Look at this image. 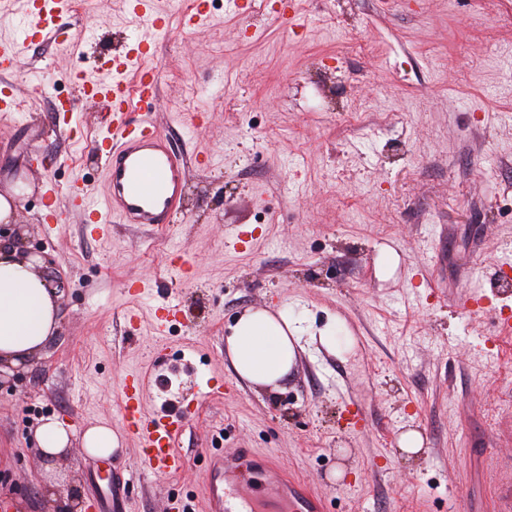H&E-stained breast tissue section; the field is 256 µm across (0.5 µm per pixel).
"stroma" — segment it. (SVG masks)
<instances>
[{"mask_svg":"<svg viewBox=\"0 0 512 512\" xmlns=\"http://www.w3.org/2000/svg\"><path fill=\"white\" fill-rule=\"evenodd\" d=\"M183 2L155 0L169 29L146 111L186 170L164 230L116 216L92 235L69 202L78 182L107 204L91 143L108 108L87 103L74 74L96 77L100 55L132 38L128 0H70L68 22L91 40L36 42L0 74L19 103L0 112V195L24 187L0 232L19 231L23 256L64 283L55 336L0 385V504L45 512L47 479L86 500L118 475L131 512H166L171 496L199 505L210 453L249 448L273 461L256 488L305 482L330 512H512V356L492 346L491 316L458 303L479 288L512 305L492 278L512 258V0H298L299 39L261 0L245 15L213 0L187 33ZM196 112L202 125L186 130ZM233 225L249 246L227 247ZM386 247L398 264L385 274ZM176 249L190 279L168 265ZM133 280L150 287L144 310L180 302L164 335L148 318L129 332ZM284 308L305 350L272 392L236 377L226 338L245 311ZM331 317L355 339L348 355L310 337ZM131 369L151 375L155 414L190 402L177 476L145 471L122 425ZM208 379L220 396L195 400ZM353 402L368 419L359 432ZM51 416L76 433L49 465L35 431ZM103 421L120 440L106 460L81 437ZM410 429L424 440L412 455L398 445Z\"/></svg>","mask_w":512,"mask_h":512,"instance_id":"stroma-1","label":"stroma"}]
</instances>
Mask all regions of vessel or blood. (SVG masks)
Segmentation results:
<instances>
[{
    "instance_id": "1",
    "label": "vessel or blood",
    "mask_w": 512,
    "mask_h": 512,
    "mask_svg": "<svg viewBox=\"0 0 512 512\" xmlns=\"http://www.w3.org/2000/svg\"><path fill=\"white\" fill-rule=\"evenodd\" d=\"M68 0H24L22 36L46 37L65 30L71 43L86 41L87 32L79 27H63ZM131 17L138 22L135 39L141 45L136 55L114 57L111 68L92 80H81L85 100L109 104L112 119L94 145L104 159L108 172V212L96 208L86 186L71 192L73 208L92 216L97 227H104L107 213H115L136 224L172 223L181 199L184 167L179 156L170 151L158 126L150 119L133 118L137 104L154 100L161 79L154 65L153 48L165 33L167 21L152 10V0H139ZM152 379L143 372L126 375L121 388V419L135 439L144 468L153 475L172 477L186 465L185 457L174 441L183 428L181 413L169 418L156 417L143 402ZM108 495H92L90 512H116L122 501L119 483L108 486ZM206 512H261L263 499L254 487L235 483L224 488L222 496L206 491ZM284 512H323L324 500L306 485H299L296 497L283 506Z\"/></svg>"
}]
</instances>
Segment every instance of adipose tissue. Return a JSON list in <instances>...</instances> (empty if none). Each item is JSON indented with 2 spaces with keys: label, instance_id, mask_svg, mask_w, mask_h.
<instances>
[{
  "label": "adipose tissue",
  "instance_id": "1",
  "mask_svg": "<svg viewBox=\"0 0 512 512\" xmlns=\"http://www.w3.org/2000/svg\"><path fill=\"white\" fill-rule=\"evenodd\" d=\"M58 329L54 288L37 258H22L14 239L0 238V375L24 370ZM303 330L288 312H244L231 328L228 351L235 375L277 390L303 349Z\"/></svg>",
  "mask_w": 512,
  "mask_h": 512
}]
</instances>
